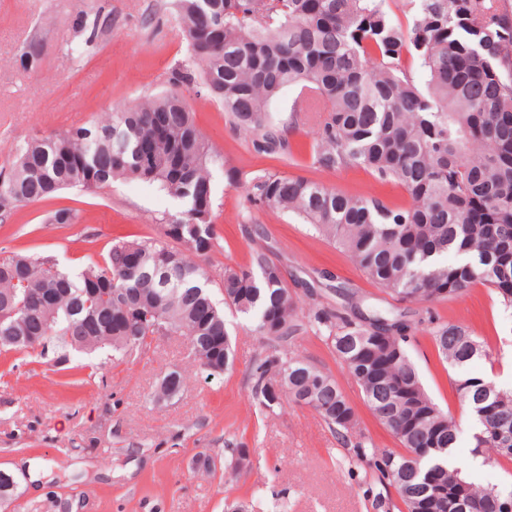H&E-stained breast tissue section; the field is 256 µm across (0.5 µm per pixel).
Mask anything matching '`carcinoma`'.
Masks as SVG:
<instances>
[{
    "instance_id": "carcinoma-1",
    "label": "carcinoma",
    "mask_w": 512,
    "mask_h": 512,
    "mask_svg": "<svg viewBox=\"0 0 512 512\" xmlns=\"http://www.w3.org/2000/svg\"><path fill=\"white\" fill-rule=\"evenodd\" d=\"M189 62L172 84H194L224 106L254 153L295 161L291 137L309 126L321 171L361 168L395 181L407 200L343 193L305 177L257 170L239 178L250 207L288 213L341 247L372 282L420 305L481 284L512 308V3L509 0H174ZM79 32L92 41L100 11ZM423 71L427 81L416 82ZM294 89L288 124L269 103ZM217 154L175 93L115 105L102 117L21 148L0 170V215L70 187L94 192L115 179L157 184L179 202L163 237L112 240L104 263L73 273L49 257L0 258V354L106 351L115 367L147 352L160 329L187 338L198 369H233L234 349L213 280L198 259L218 240L211 168ZM61 208L48 224H73ZM224 304L249 320L268 353L251 369L260 410L287 400L313 409L336 435L355 438L405 512H512V491L469 479L448 458L458 426L425 390L402 314L354 317L299 307L282 270L259 244L249 264L220 273ZM309 325L359 386L402 451L378 448L360 428L331 372L290 340ZM456 369L490 356L488 338L452 323L429 329ZM474 419L475 453L512 462V390L460 376Z\"/></svg>"
}]
</instances>
